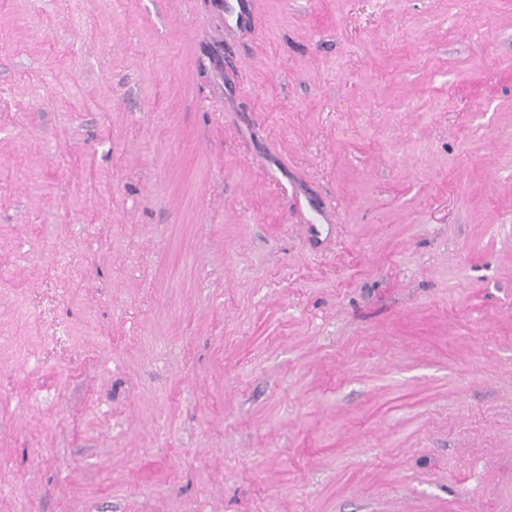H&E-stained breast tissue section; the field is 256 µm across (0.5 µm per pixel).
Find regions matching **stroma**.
Listing matches in <instances>:
<instances>
[{
    "label": "stroma",
    "mask_w": 512,
    "mask_h": 512,
    "mask_svg": "<svg viewBox=\"0 0 512 512\" xmlns=\"http://www.w3.org/2000/svg\"><path fill=\"white\" fill-rule=\"evenodd\" d=\"M0 512H512V0H0Z\"/></svg>",
    "instance_id": "obj_1"
}]
</instances>
